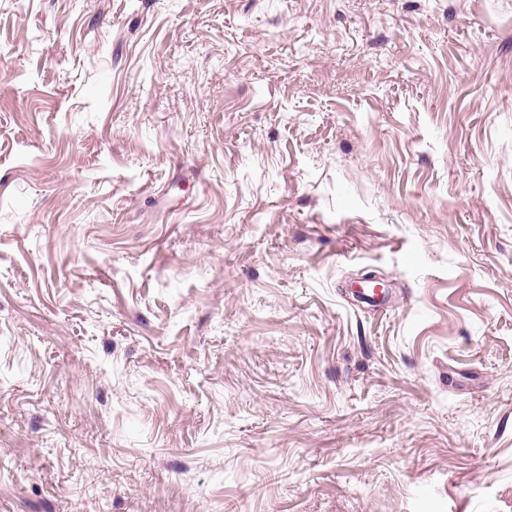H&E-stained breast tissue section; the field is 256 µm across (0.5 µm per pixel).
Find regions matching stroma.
I'll return each instance as SVG.
<instances>
[{
  "mask_svg": "<svg viewBox=\"0 0 512 512\" xmlns=\"http://www.w3.org/2000/svg\"><path fill=\"white\" fill-rule=\"evenodd\" d=\"M0 512H512V0H0Z\"/></svg>",
  "mask_w": 512,
  "mask_h": 512,
  "instance_id": "obj_1",
  "label": "stroma"
}]
</instances>
